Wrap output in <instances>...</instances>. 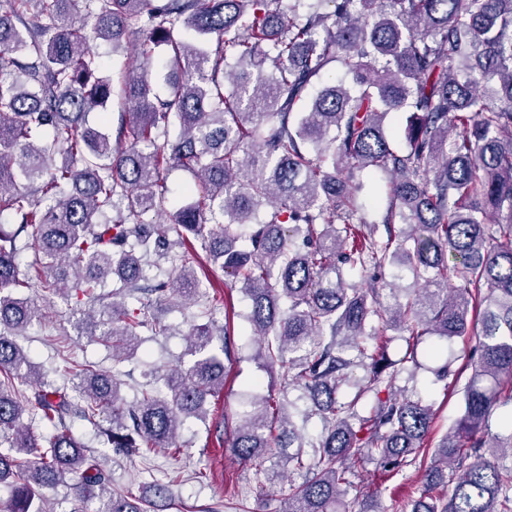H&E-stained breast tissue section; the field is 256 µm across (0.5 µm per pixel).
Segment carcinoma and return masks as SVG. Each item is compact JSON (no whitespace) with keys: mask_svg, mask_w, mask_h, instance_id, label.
<instances>
[{"mask_svg":"<svg viewBox=\"0 0 512 512\" xmlns=\"http://www.w3.org/2000/svg\"><path fill=\"white\" fill-rule=\"evenodd\" d=\"M135 49L119 77L92 43ZM170 92L155 90L159 48ZM331 63L351 76L316 86ZM118 96L132 105L116 133L86 115ZM406 113V148L386 123ZM192 172V201L168 211L164 173ZM387 179L388 203L362 176ZM0 488L6 512H46L40 490L69 481L81 512H147L133 494L107 492L109 475L72 432L93 425L112 447L146 456L175 447L184 421L207 419L226 367L212 353V322L192 325L184 371L149 372L126 403L117 376L70 363L78 398L44 380L17 342L42 315L15 296L37 286L60 296L68 269L112 342V359L137 351L141 333L168 328L146 311L200 280L182 249L200 242L206 263L249 300L245 321L283 390L302 391L323 421L317 441L284 406L254 395L230 428L255 474L288 479L277 512H385L375 488L347 501L365 461L388 480L414 463L433 410L421 398L380 397L406 360L386 357L382 336H465L480 316L478 355L464 413L441 437L411 512H512V423L488 429L502 393L512 398V0H0ZM383 224L385 235L378 234ZM401 228H396V225ZM31 252L36 263L21 267ZM170 257L168 280L151 278ZM454 258L448 267V258ZM409 268L423 288L389 303L345 269ZM457 285L448 286V276ZM120 286L95 310L96 288ZM364 383L349 401L338 392ZM35 385L27 393L21 386ZM375 395L369 414L357 410ZM39 417L43 431L23 424Z\"/></svg>","mask_w":512,"mask_h":512,"instance_id":"obj_1","label":"carcinoma"}]
</instances>
